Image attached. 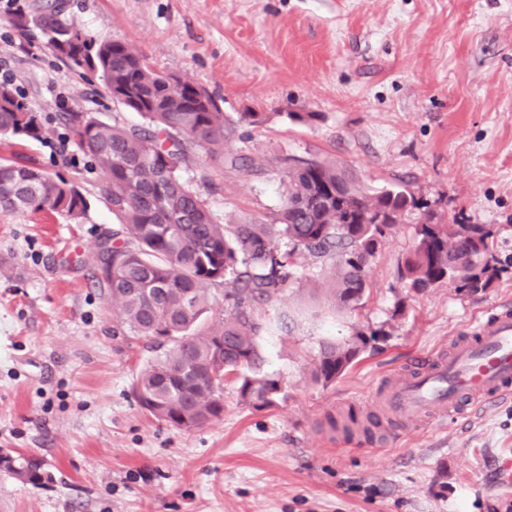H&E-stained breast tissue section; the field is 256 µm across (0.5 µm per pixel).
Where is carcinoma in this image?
<instances>
[{
    "mask_svg": "<svg viewBox=\"0 0 512 512\" xmlns=\"http://www.w3.org/2000/svg\"><path fill=\"white\" fill-rule=\"evenodd\" d=\"M61 0L35 4L44 36L66 61L83 59L82 70L97 75L109 94L143 124H108L86 112L60 119L77 145L90 153L106 176L103 195L116 220L112 235L98 242L93 265L107 287L112 336L156 342L155 355L133 385L149 415L184 430L221 420L224 377L234 374L243 402L273 405L281 382L259 372V338L264 324L258 305L285 295L308 258L334 261L336 312L359 308L377 245L414 214V243L397 269L407 292L421 293L446 280L459 289L486 288L498 276L489 257L495 232L469 224L461 213L442 223L431 205L399 182L371 193L336 163L313 157L283 159L285 192L279 208L261 219L220 222L207 200L191 190L182 166L198 147L223 172L263 173L242 153L224 152L235 128L212 97L202 104L195 85L166 75L133 43L99 40L60 20ZM38 118L0 83V134L37 138ZM86 197L70 181L26 162L0 160V210L52 211L78 219ZM224 287V319L207 322ZM385 333L357 331L344 342L327 341L311 372L323 386L367 352Z\"/></svg>",
    "mask_w": 512,
    "mask_h": 512,
    "instance_id": "obj_1",
    "label": "carcinoma"
}]
</instances>
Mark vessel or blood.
Instances as JSON below:
<instances>
[{"label": "vessel or blood", "mask_w": 512, "mask_h": 512, "mask_svg": "<svg viewBox=\"0 0 512 512\" xmlns=\"http://www.w3.org/2000/svg\"><path fill=\"white\" fill-rule=\"evenodd\" d=\"M512 394V312L483 325L476 341L452 353L420 358L416 373L395 380L384 397L387 411L413 424L456 419Z\"/></svg>", "instance_id": "vessel-or-blood-1"}]
</instances>
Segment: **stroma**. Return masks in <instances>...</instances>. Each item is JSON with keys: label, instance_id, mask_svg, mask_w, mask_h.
Returning a JSON list of instances; mask_svg holds the SVG:
<instances>
[{"label": "stroma", "instance_id": "stroma-1", "mask_svg": "<svg viewBox=\"0 0 512 512\" xmlns=\"http://www.w3.org/2000/svg\"><path fill=\"white\" fill-rule=\"evenodd\" d=\"M63 22L137 45L164 73L223 99L227 124L263 176L200 180L206 155L183 171L232 222L274 210L282 158L330 160L378 190L408 182L442 215L493 228L507 267L471 292L440 283L410 296L396 269L414 242L407 219L383 240L362 308H334L332 262L304 261L288 293L261 305L262 369L283 395L258 409L224 381L220 422L182 430L148 415L133 383L154 352L112 334L107 288L92 266L115 221L104 176L59 120L86 112L139 122L102 82L48 47L34 0H0V67L44 128L0 136V158L30 161L77 182L89 202L74 222L0 211V450L35 456L36 486L0 466V512H512V398L465 417L401 427L377 449L330 427L379 413L391 382L419 355L456 342L512 309V0H65ZM245 112L264 113L249 128ZM295 112H315L306 124ZM384 328L381 350L328 386L309 370L322 341Z\"/></svg>", "mask_w": 512, "mask_h": 512}]
</instances>
